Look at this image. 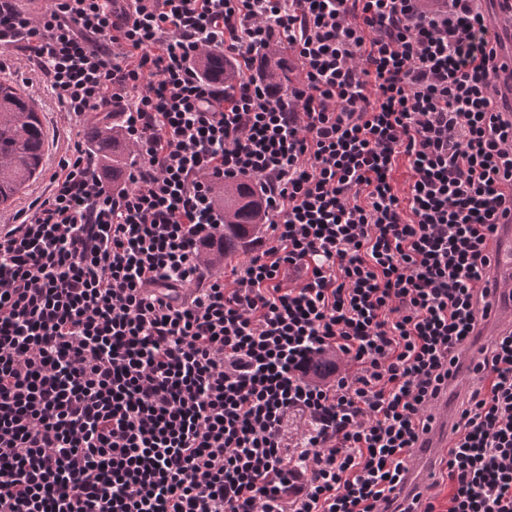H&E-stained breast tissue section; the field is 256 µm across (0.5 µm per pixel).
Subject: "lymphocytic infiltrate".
<instances>
[{
    "label": "lymphocytic infiltrate",
    "instance_id": "obj_1",
    "mask_svg": "<svg viewBox=\"0 0 512 512\" xmlns=\"http://www.w3.org/2000/svg\"><path fill=\"white\" fill-rule=\"evenodd\" d=\"M439 2L0 0V47L71 117L119 112L138 157L114 187L69 136L0 225V512H389L512 213L498 37ZM274 45L286 94L254 71ZM215 47L232 91L193 64ZM239 178L272 235L205 274ZM470 371L448 512H512V329Z\"/></svg>",
    "mask_w": 512,
    "mask_h": 512
}]
</instances>
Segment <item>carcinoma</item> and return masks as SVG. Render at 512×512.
I'll list each match as a JSON object with an SVG mask.
<instances>
[{
	"label": "carcinoma",
	"instance_id": "obj_1",
	"mask_svg": "<svg viewBox=\"0 0 512 512\" xmlns=\"http://www.w3.org/2000/svg\"><path fill=\"white\" fill-rule=\"evenodd\" d=\"M199 73L208 81L231 88L238 72L224 52L212 49L195 60ZM261 73L266 86L284 90L288 69L281 50L271 48L261 59ZM89 146L100 165L121 175L128 165L132 149L118 113L112 122L94 126L88 136ZM45 132L32 96L0 81V204L7 202L36 173L42 163ZM216 201L224 212V232L204 250L205 268L217 269L224 260L235 257L258 238L267 215L262 197L253 184L233 180L224 183Z\"/></svg>",
	"mask_w": 512,
	"mask_h": 512
}]
</instances>
